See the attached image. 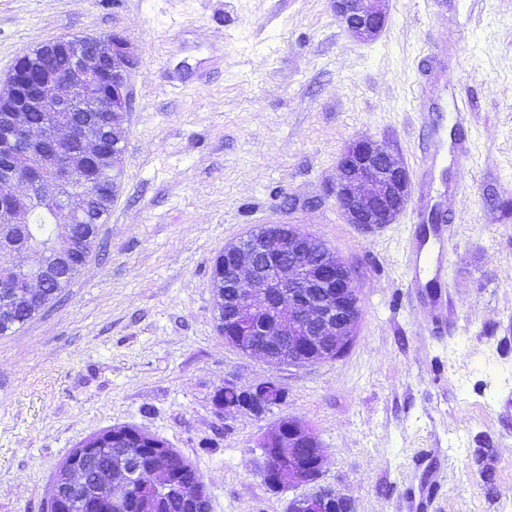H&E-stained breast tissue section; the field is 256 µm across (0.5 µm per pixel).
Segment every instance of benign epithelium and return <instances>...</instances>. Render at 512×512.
Here are the masks:
<instances>
[{"label": "benign epithelium", "mask_w": 512, "mask_h": 512, "mask_svg": "<svg viewBox=\"0 0 512 512\" xmlns=\"http://www.w3.org/2000/svg\"><path fill=\"white\" fill-rule=\"evenodd\" d=\"M388 0H331L335 16L355 38H375L387 21ZM57 53L69 55L72 71L64 75L49 65ZM137 66L124 38L102 41L72 36L41 44L24 52L0 83V118L19 163L0 170V187L18 183L22 196L44 197L42 208L51 217V238L66 252L78 253L82 241L75 232L93 194L84 158L98 152L101 139L93 120L70 121L71 112H110L112 137H125L131 107L130 72ZM25 112H44L46 124L33 127ZM336 202L347 223L371 232L394 223L411 197L410 175L398 158L378 142L359 138L344 148L338 163ZM315 235L293 224H267L224 247V264L234 270L232 312L224 318V342L245 356H259L275 366L305 367L341 357L355 337L360 319L358 293L349 266L327 247L312 251ZM23 252L14 243L12 228L0 227V288L29 304L42 299L44 281L35 275L45 266L47 253L32 266L18 263ZM25 288L18 289L20 280ZM145 444L152 464L136 467L122 482L105 471L107 487L90 503L93 512H127L130 489L148 486L147 478L173 454L165 441L135 428H111L85 438L57 468L48 512H69L70 491L85 482L86 463L97 450L120 438ZM260 465L265 481L278 491L311 484L322 470L324 455L315 434L299 420L284 417L261 444ZM193 504L204 499L201 479L174 480L161 488ZM341 494L313 489L295 499L293 512H332Z\"/></svg>", "instance_id": "7a95c632"}]
</instances>
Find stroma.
Returning <instances> with one entry per match:
<instances>
[{"mask_svg": "<svg viewBox=\"0 0 512 512\" xmlns=\"http://www.w3.org/2000/svg\"><path fill=\"white\" fill-rule=\"evenodd\" d=\"M124 37L138 64L122 177L100 246L58 299L0 336V512H46L84 438L133 426L201 474L210 512H286L256 470L284 416L317 435L320 485L356 512H503L512 499V0H389L370 42L331 0H0V80L40 44ZM472 121L457 125L459 98ZM427 124L417 119L419 109ZM452 222L448 276L405 268L416 202L363 233L336 204L339 157L377 140ZM265 224L306 228L351 268L356 337L336 360L276 367L225 344L211 270ZM276 378L264 416L222 413L225 380ZM494 451L493 485L474 459Z\"/></svg>", "mask_w": 512, "mask_h": 512, "instance_id": "35a3bbf8", "label": "stroma"}]
</instances>
